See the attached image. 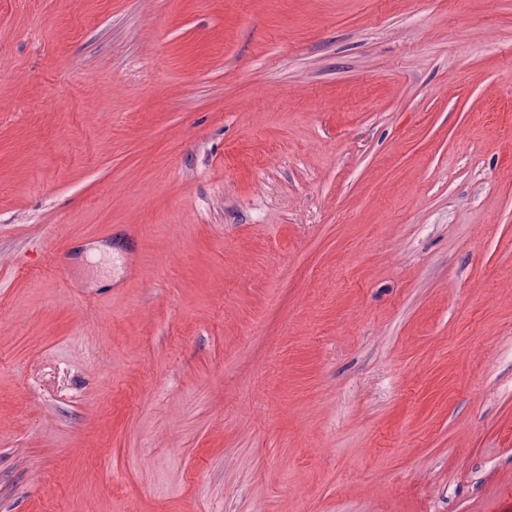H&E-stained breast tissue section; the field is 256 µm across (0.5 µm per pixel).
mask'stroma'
Wrapping results in <instances>:
<instances>
[{
	"instance_id": "stroma-1",
	"label": "stroma",
	"mask_w": 512,
	"mask_h": 512,
	"mask_svg": "<svg viewBox=\"0 0 512 512\" xmlns=\"http://www.w3.org/2000/svg\"><path fill=\"white\" fill-rule=\"evenodd\" d=\"M0 512H512V0H0Z\"/></svg>"
}]
</instances>
